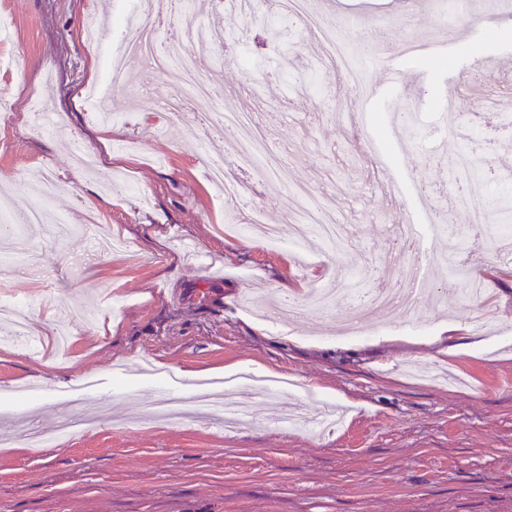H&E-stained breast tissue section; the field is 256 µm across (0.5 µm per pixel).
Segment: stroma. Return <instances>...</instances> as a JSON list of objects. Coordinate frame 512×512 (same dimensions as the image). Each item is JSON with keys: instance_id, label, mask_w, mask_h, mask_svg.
<instances>
[{"instance_id": "1", "label": "stroma", "mask_w": 512, "mask_h": 512, "mask_svg": "<svg viewBox=\"0 0 512 512\" xmlns=\"http://www.w3.org/2000/svg\"><path fill=\"white\" fill-rule=\"evenodd\" d=\"M290 18L280 0L259 10L185 9L174 20L191 30L226 21L222 43L201 64V78L225 110L252 113L266 140L263 177L237 162L235 142L218 134L207 110L189 106L171 124L147 84L168 89L166 73L129 66L127 117L109 127L93 117L86 90L107 91L104 70L118 28H104L100 59L83 38L99 13L132 0H0L12 21L0 56V189L52 176L64 189L51 205L60 223L0 229V256L18 257L0 273V306H18L32 343L0 345V435L23 423L53 431L71 410L107 407V415L42 453L0 447V512H512V259L475 266L484 306L468 298L465 273L449 279L430 256L448 237L427 226L429 213L466 230L474 211L487 223L502 214L489 201L512 199V139L489 143L472 111L484 106L512 116V0H315ZM380 31L376 54L351 52L365 69L355 85L327 64L329 51L313 20ZM407 38L431 49L400 60L389 86L383 61ZM479 68L467 67L470 59ZM456 101H449V88ZM49 101L51 133L29 123V99ZM413 116L414 136L394 125ZM111 141L121 184L104 191L74 161L72 144L93 154ZM475 145L484 178L463 203L450 200L447 167L461 142ZM212 159L237 162L244 188L227 207L207 177ZM399 173L398 192L384 170ZM309 186L339 220L349 248L324 254L268 250L264 223L288 225L295 187ZM419 228L423 252L400 245L395 225ZM423 268L422 292L405 316L368 318L357 338L337 335L346 315L307 314L275 326L255 315L247 295L301 299L351 269L361 288L404 290L402 268ZM486 313L481 349L440 354L434 338L458 326L471 336ZM188 383L225 391L250 404L251 425L229 429L197 415L184 398L181 419L146 421L169 388L168 369ZM255 372L273 388L242 386ZM289 379L293 389H277ZM326 401L343 417L313 435L284 428L282 410Z\"/></svg>"}]
</instances>
